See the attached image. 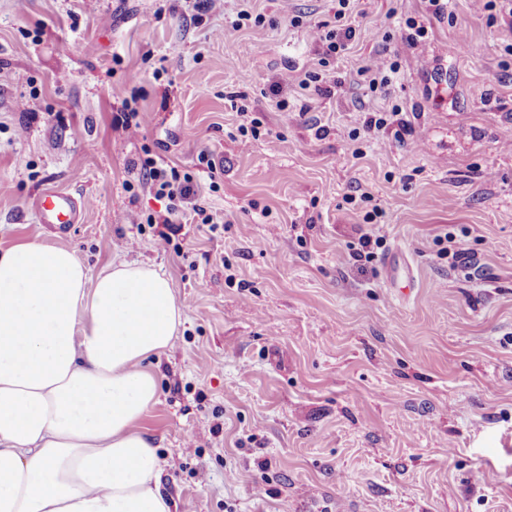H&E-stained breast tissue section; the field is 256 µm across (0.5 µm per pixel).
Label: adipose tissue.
Masks as SVG:
<instances>
[{"mask_svg":"<svg viewBox=\"0 0 512 512\" xmlns=\"http://www.w3.org/2000/svg\"><path fill=\"white\" fill-rule=\"evenodd\" d=\"M182 318L151 267L0 248V512H174L140 423Z\"/></svg>","mask_w":512,"mask_h":512,"instance_id":"ef3b65f1","label":"adipose tissue"}]
</instances>
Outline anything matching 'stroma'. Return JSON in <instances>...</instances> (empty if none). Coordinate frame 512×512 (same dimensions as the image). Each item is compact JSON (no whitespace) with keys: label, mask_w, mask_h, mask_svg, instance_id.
Returning a JSON list of instances; mask_svg holds the SVG:
<instances>
[{"label":"stroma","mask_w":512,"mask_h":512,"mask_svg":"<svg viewBox=\"0 0 512 512\" xmlns=\"http://www.w3.org/2000/svg\"><path fill=\"white\" fill-rule=\"evenodd\" d=\"M246 8L263 23L234 27ZM336 8L222 0L197 23L187 0H0V246L171 280L184 323L142 426L176 512H512V16ZM410 16L429 28L415 46ZM319 21L356 31L325 65ZM372 60L401 65L376 91ZM320 68L332 94L300 90ZM133 90L131 136L112 118ZM240 98L259 137L238 131ZM394 110L405 142L366 132ZM147 152L195 176L217 228L147 223L165 210L138 179ZM47 186L87 199L67 235L34 220ZM364 222L383 238L368 262L350 250ZM450 233L484 280L449 272ZM397 247L417 280L405 300L381 274Z\"/></svg>","instance_id":"obj_1"}]
</instances>
